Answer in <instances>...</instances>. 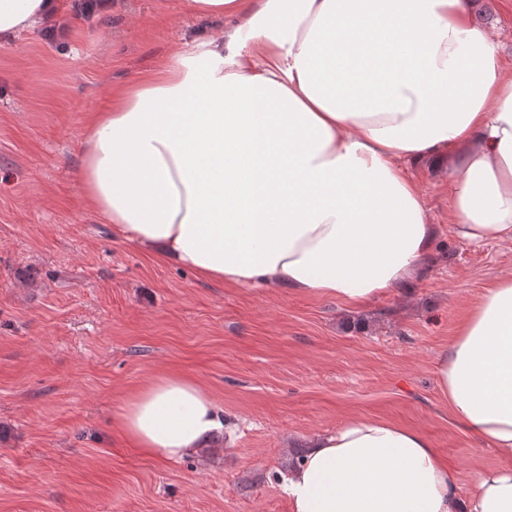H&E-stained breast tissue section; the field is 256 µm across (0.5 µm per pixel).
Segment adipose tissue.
<instances>
[{
	"label": "adipose tissue",
	"instance_id": "ef3b65f1",
	"mask_svg": "<svg viewBox=\"0 0 512 512\" xmlns=\"http://www.w3.org/2000/svg\"><path fill=\"white\" fill-rule=\"evenodd\" d=\"M191 3L223 30L112 91L86 130L84 198L127 241L218 284L358 308L422 268L436 229L410 171L445 163L453 235L512 241V70L472 0ZM61 4L0 0V38ZM436 379L501 466L459 497L423 433L352 415L289 471L292 512H512V278L469 308ZM116 424L168 462L201 454L224 417L166 372L124 398Z\"/></svg>",
	"mask_w": 512,
	"mask_h": 512
}]
</instances>
